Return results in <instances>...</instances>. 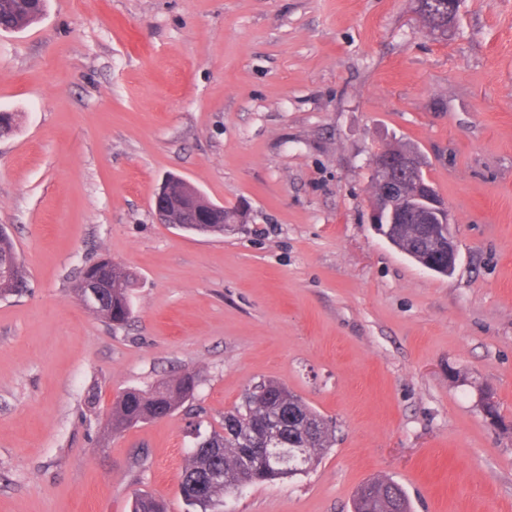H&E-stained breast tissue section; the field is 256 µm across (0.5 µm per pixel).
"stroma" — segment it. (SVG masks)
Returning <instances> with one entry per match:
<instances>
[{"instance_id":"stroma-1","label":"stroma","mask_w":512,"mask_h":512,"mask_svg":"<svg viewBox=\"0 0 512 512\" xmlns=\"http://www.w3.org/2000/svg\"><path fill=\"white\" fill-rule=\"evenodd\" d=\"M0 112L29 279L0 299V512H185L188 452L263 380L334 439L227 512H352L378 475L411 512H512V0H460L445 35L418 0H48L0 32ZM397 142L451 210V275L369 222V161ZM170 174L245 223H158ZM103 256L136 276L122 327L73 292ZM185 373L171 416L105 432L124 390Z\"/></svg>"}]
</instances>
